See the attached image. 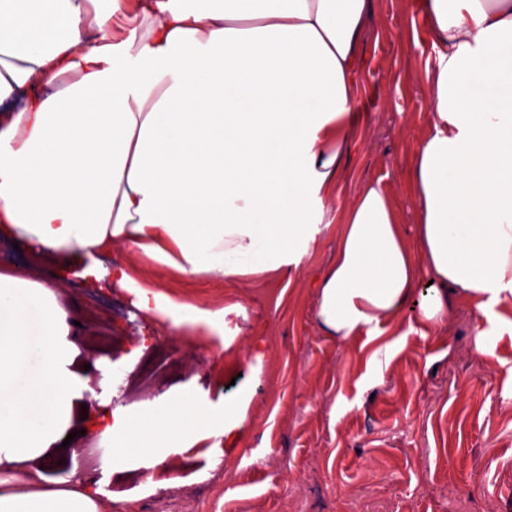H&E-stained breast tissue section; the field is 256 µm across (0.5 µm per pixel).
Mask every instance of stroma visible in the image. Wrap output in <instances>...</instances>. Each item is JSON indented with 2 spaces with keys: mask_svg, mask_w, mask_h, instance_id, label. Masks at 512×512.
Listing matches in <instances>:
<instances>
[{
  "mask_svg": "<svg viewBox=\"0 0 512 512\" xmlns=\"http://www.w3.org/2000/svg\"><path fill=\"white\" fill-rule=\"evenodd\" d=\"M436 55L425 0H369L340 196L382 181L409 228L417 203L407 172L431 117ZM340 231L336 221L320 225L293 281L186 279L113 246L109 262L131 263L187 314L223 319L220 336L176 330L136 307L127 289L74 277L64 260L0 235V274L55 285L87 367V417L40 472L57 481L84 470L89 444L102 439L98 416L133 422L187 396L209 418L190 437L88 472L100 512L167 503L288 512L295 498L306 512H512V336L490 329L492 355L477 354V320L454 295L446 326L425 338L410 332L409 309L365 343L326 333L314 280L333 262ZM239 403L245 422L226 426Z\"/></svg>",
  "mask_w": 512,
  "mask_h": 512,
  "instance_id": "1",
  "label": "stroma"
}]
</instances>
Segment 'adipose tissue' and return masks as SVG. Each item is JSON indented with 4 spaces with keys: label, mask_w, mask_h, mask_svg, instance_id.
Segmentation results:
<instances>
[{
    "label": "adipose tissue",
    "mask_w": 512,
    "mask_h": 512,
    "mask_svg": "<svg viewBox=\"0 0 512 512\" xmlns=\"http://www.w3.org/2000/svg\"><path fill=\"white\" fill-rule=\"evenodd\" d=\"M93 2L0 0L1 233L146 309L157 293L99 259L113 242L184 278L291 280L336 210L326 332L354 343L415 298L426 337L452 293L512 332V0H427L440 51L411 234L381 182L336 203L367 0ZM70 329L52 285L0 274V512H99L85 476L29 471L75 422ZM115 432L119 457L189 434L161 413Z\"/></svg>",
    "instance_id": "obj_1"
}]
</instances>
